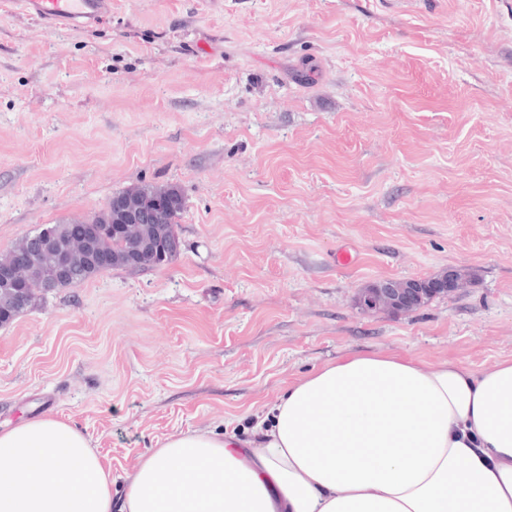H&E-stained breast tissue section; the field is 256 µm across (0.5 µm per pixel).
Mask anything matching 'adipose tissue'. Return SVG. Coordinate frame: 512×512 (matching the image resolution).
I'll use <instances>...</instances> for the list:
<instances>
[{"label": "adipose tissue", "mask_w": 512, "mask_h": 512, "mask_svg": "<svg viewBox=\"0 0 512 512\" xmlns=\"http://www.w3.org/2000/svg\"><path fill=\"white\" fill-rule=\"evenodd\" d=\"M261 442L193 430L121 501L74 422L0 431V512H512V356L478 369L352 353L292 381Z\"/></svg>", "instance_id": "adipose-tissue-1"}]
</instances>
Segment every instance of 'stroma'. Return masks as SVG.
<instances>
[{"label": "stroma", "instance_id": "1", "mask_svg": "<svg viewBox=\"0 0 512 512\" xmlns=\"http://www.w3.org/2000/svg\"><path fill=\"white\" fill-rule=\"evenodd\" d=\"M142 183L182 191L178 258L0 327V429L72 419L113 497L345 354L511 355L512 0H112L72 30L0 0V255ZM451 267L419 310L354 306ZM460 270L454 267L434 278L397 279L385 278L362 288L356 297L355 307L361 313L387 311L403 313L412 311L426 294L451 295L459 288H467L468 280L457 278Z\"/></svg>", "mask_w": 512, "mask_h": 512}]
</instances>
